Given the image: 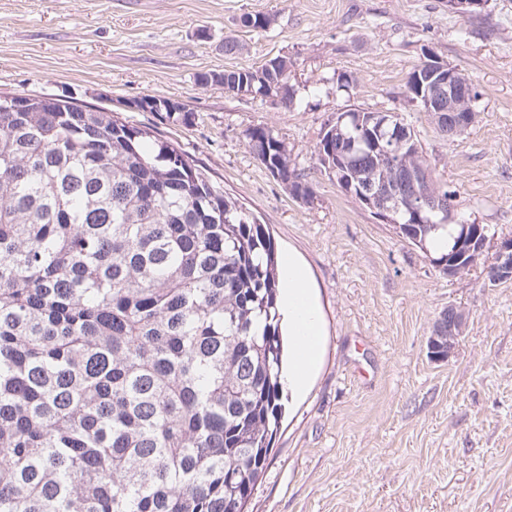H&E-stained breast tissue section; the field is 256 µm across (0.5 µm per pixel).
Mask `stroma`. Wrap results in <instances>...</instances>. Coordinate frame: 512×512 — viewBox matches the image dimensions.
Listing matches in <instances>:
<instances>
[{
  "label": "stroma",
  "instance_id": "1",
  "mask_svg": "<svg viewBox=\"0 0 512 512\" xmlns=\"http://www.w3.org/2000/svg\"><path fill=\"white\" fill-rule=\"evenodd\" d=\"M249 14L267 27L244 26ZM427 51L479 94L476 121L450 139L406 96ZM275 57L291 64L292 109L215 80ZM0 93L119 113L186 154L307 269L321 362L307 393L285 399L245 512H512V281L443 275L315 154L338 113H399L455 190L458 220L512 237V0L465 15L448 0H0ZM145 96L190 120L132 108ZM254 126L284 143L311 198L254 158ZM451 305L467 327L438 361L427 340Z\"/></svg>",
  "mask_w": 512,
  "mask_h": 512
}]
</instances>
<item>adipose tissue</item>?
<instances>
[{"instance_id":"ef3b65f1","label":"adipose tissue","mask_w":512,"mask_h":512,"mask_svg":"<svg viewBox=\"0 0 512 512\" xmlns=\"http://www.w3.org/2000/svg\"><path fill=\"white\" fill-rule=\"evenodd\" d=\"M282 277L280 311L291 341V352L283 375L289 390L301 396L306 393L309 379L320 361L321 316L308 274L296 257H288Z\"/></svg>"}]
</instances>
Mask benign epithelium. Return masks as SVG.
<instances>
[{"mask_svg": "<svg viewBox=\"0 0 512 512\" xmlns=\"http://www.w3.org/2000/svg\"><path fill=\"white\" fill-rule=\"evenodd\" d=\"M417 70L428 71L425 82L430 88L418 97L423 99L433 124L448 131L450 138L471 127L476 114L471 106L472 85L467 75L431 55L421 61ZM347 117L353 119L361 132L352 141L354 145H364L362 132L372 123L377 125L378 136L373 147L384 166L383 179L355 184L357 198L385 223H394L393 214L401 209L416 224L431 222L433 215L440 217L443 223L448 222L454 212L452 198L433 183L428 164L422 162L412 166L401 160L400 149L405 141L413 139V134L399 115L374 112L364 116L348 111L339 120ZM492 239L494 236L490 235L488 227L459 222L455 224L454 246L448 253V261L438 263L436 267L450 277L464 275L481 263ZM484 276L492 285L512 278V238L497 243L492 261L484 263ZM443 315L448 317V334L442 336L434 329L427 342L429 354L434 359L454 353L466 328L464 310L450 305Z\"/></svg>", "mask_w": 512, "mask_h": 512, "instance_id": "obj_1", "label": "benign epithelium"}]
</instances>
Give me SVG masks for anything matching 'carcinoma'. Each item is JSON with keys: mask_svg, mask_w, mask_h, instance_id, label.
Masks as SVG:
<instances>
[{"mask_svg": "<svg viewBox=\"0 0 512 512\" xmlns=\"http://www.w3.org/2000/svg\"><path fill=\"white\" fill-rule=\"evenodd\" d=\"M288 60L226 70L229 89ZM315 154L336 184L380 165ZM254 157L312 196L265 127ZM430 242L449 225L409 224ZM274 242L171 144L61 96L0 95V512H243L284 412Z\"/></svg>", "mask_w": 512, "mask_h": 512, "instance_id": "cac0c4a2", "label": "carcinoma"}]
</instances>
